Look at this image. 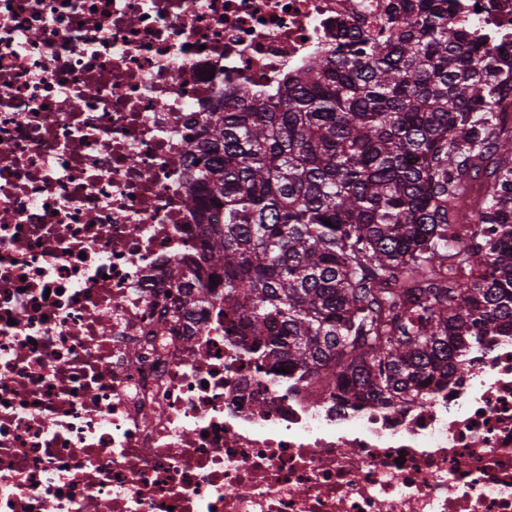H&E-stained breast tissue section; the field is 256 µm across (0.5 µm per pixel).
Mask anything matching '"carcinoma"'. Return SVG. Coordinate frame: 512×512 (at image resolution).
I'll return each mask as SVG.
<instances>
[{"label":"carcinoma","instance_id":"1","mask_svg":"<svg viewBox=\"0 0 512 512\" xmlns=\"http://www.w3.org/2000/svg\"><path fill=\"white\" fill-rule=\"evenodd\" d=\"M510 98L512 68L448 0H388L275 94L211 113L191 156L224 223L207 281L184 287L219 283L246 355L338 401L448 383L486 337L512 336Z\"/></svg>","mask_w":512,"mask_h":512}]
</instances>
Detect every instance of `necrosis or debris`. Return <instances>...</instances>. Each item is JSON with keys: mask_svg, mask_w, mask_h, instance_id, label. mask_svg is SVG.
<instances>
[{"mask_svg": "<svg viewBox=\"0 0 512 512\" xmlns=\"http://www.w3.org/2000/svg\"><path fill=\"white\" fill-rule=\"evenodd\" d=\"M383 0H0V512H512V336L445 389L273 382L178 262L226 94L280 87ZM512 65V0H450Z\"/></svg>", "mask_w": 512, "mask_h": 512, "instance_id": "4bbe7bcc", "label": "necrosis or debris"}]
</instances>
